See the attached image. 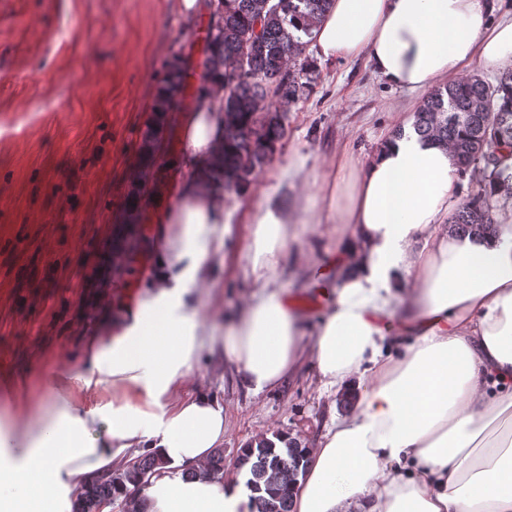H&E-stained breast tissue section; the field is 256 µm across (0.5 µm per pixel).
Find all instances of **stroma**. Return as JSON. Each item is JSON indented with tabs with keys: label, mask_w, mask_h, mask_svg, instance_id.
<instances>
[{
	"label": "stroma",
	"mask_w": 512,
	"mask_h": 512,
	"mask_svg": "<svg viewBox=\"0 0 512 512\" xmlns=\"http://www.w3.org/2000/svg\"><path fill=\"white\" fill-rule=\"evenodd\" d=\"M207 23L204 13L181 16L177 0L0 6V373L26 381L31 396H40L59 355H85L154 98L176 58L199 85L203 43L188 34ZM422 101L379 81L366 59L318 62L311 89L286 108V136L269 163L247 188L224 192L230 243L244 245L250 213L284 166L299 171L289 195L321 211L331 158L349 152L368 160L396 130L397 114ZM193 104L178 99L167 118L154 198L138 215L134 262L146 259L154 199H172L178 174L168 162L181 149L179 118ZM331 238L329 224H313L291 244L282 280L289 293H298L306 263L321 261ZM221 275L220 295L203 296L202 305L227 318L251 288L237 271ZM199 389L224 401V471L233 476L256 433L282 432L311 449L331 416L309 358L279 388L255 395L218 356L205 355L184 384L185 392Z\"/></svg>",
	"instance_id": "obj_1"
}]
</instances>
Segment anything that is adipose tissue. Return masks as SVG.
<instances>
[{
	"label": "adipose tissue",
	"instance_id": "obj_1",
	"mask_svg": "<svg viewBox=\"0 0 512 512\" xmlns=\"http://www.w3.org/2000/svg\"><path fill=\"white\" fill-rule=\"evenodd\" d=\"M318 56L368 57L390 86L419 92L457 81L475 61L512 65V14L485 0H333L314 24ZM403 135L369 163L330 162L328 259L304 290L324 314L314 331L281 284L288 246L313 218L271 188L242 248L224 188L210 175L224 149V90L208 84L183 114L177 202L159 207L143 289L119 303L80 361L56 365L37 401L0 400V512H71L91 478L141 454L163 462L146 489L155 512H249L242 480L213 475L223 401L185 380L219 353L248 392L277 388L304 356L333 415L292 491L293 512H512V224L490 240L445 226L460 197L452 152ZM251 294L229 326L201 312L227 259ZM413 343L399 358L391 345Z\"/></svg>",
	"mask_w": 512,
	"mask_h": 512
}]
</instances>
